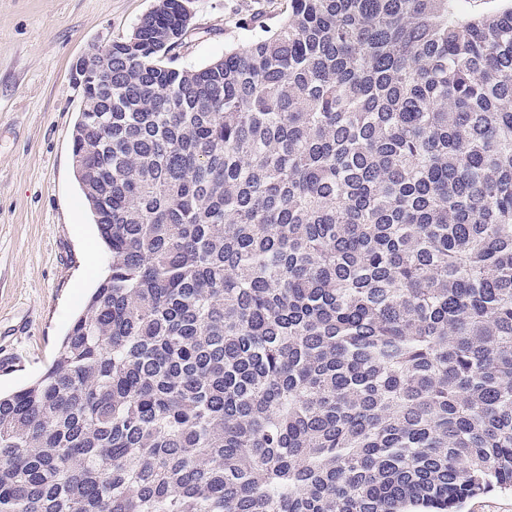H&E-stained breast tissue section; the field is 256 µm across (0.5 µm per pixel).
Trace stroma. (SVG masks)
Listing matches in <instances>:
<instances>
[{
  "label": "stroma",
  "instance_id": "obj_1",
  "mask_svg": "<svg viewBox=\"0 0 512 512\" xmlns=\"http://www.w3.org/2000/svg\"><path fill=\"white\" fill-rule=\"evenodd\" d=\"M154 0H0V393L35 381L112 262L75 179L82 102L73 72L127 37ZM281 0H192L178 63L197 68L246 41Z\"/></svg>",
  "mask_w": 512,
  "mask_h": 512
}]
</instances>
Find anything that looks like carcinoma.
<instances>
[{
  "label": "carcinoma",
  "mask_w": 512,
  "mask_h": 512,
  "mask_svg": "<svg viewBox=\"0 0 512 512\" xmlns=\"http://www.w3.org/2000/svg\"><path fill=\"white\" fill-rule=\"evenodd\" d=\"M93 53L112 264L0 395V512H460L512 488V0H283ZM191 21L182 44L176 49L177 63L185 68L201 67L224 57V51L246 41L243 26L253 13H262L273 25L280 18V0H191Z\"/></svg>",
  "instance_id": "cac0c4a2"
}]
</instances>
